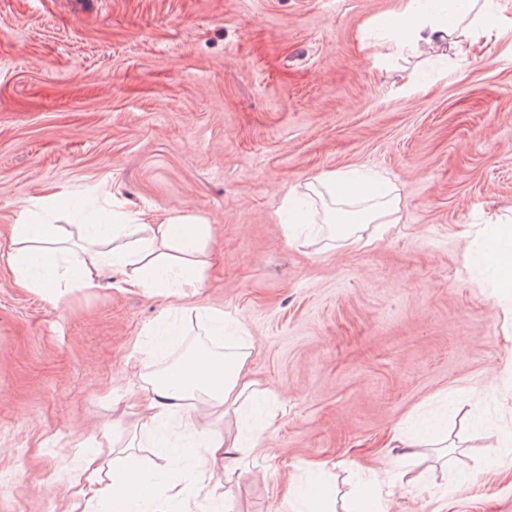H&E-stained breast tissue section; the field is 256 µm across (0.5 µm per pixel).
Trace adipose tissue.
<instances>
[{
  "label": "adipose tissue",
  "instance_id": "ef3b65f1",
  "mask_svg": "<svg viewBox=\"0 0 512 512\" xmlns=\"http://www.w3.org/2000/svg\"><path fill=\"white\" fill-rule=\"evenodd\" d=\"M512 0H408L403 11L386 19L384 29L394 46L437 45L453 39L458 25L477 15L482 34H500ZM329 197L350 205L347 219L324 217L344 244H360L361 225L384 232L400 211L397 187L378 174L357 177L346 172L322 173L289 189L279 207L289 242L320 235L310 197ZM208 224L194 216L147 223L143 212L113 211L111 218L68 230L33 219L22 211L7 254L18 287L59 302L72 289L94 290L120 272L122 289L178 297L198 292L204 284ZM491 270L503 295L512 294V224L494 222L486 248L478 255ZM206 335L223 339L224 348L198 349L186 361L142 374L148 394V416L141 426L157 458L155 467L134 461L132 453L112 458V474L104 476L100 456L111 447L102 433L86 453L72 484L77 512L98 506L99 512H226V501L214 500V475H232L239 454L256 448L279 417L278 396L259 388L248 372L253 342L247 331L220 310L199 314Z\"/></svg>",
  "mask_w": 512,
  "mask_h": 512
}]
</instances>
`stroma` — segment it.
Masks as SVG:
<instances>
[{
    "mask_svg": "<svg viewBox=\"0 0 512 512\" xmlns=\"http://www.w3.org/2000/svg\"><path fill=\"white\" fill-rule=\"evenodd\" d=\"M408 0H0V253L39 198L113 203L150 223L211 226L202 291L171 301L114 288L60 305L0 262V512H69L83 454L132 412L140 373L191 351L195 311L250 332V372L283 412L217 494L275 512L284 484L325 463L339 493L406 457L420 489L388 512H512L485 467L512 459V322L471 263L512 217V30L468 56L397 52L375 29ZM389 177L401 219L366 248L289 243V188L329 171ZM177 303L186 335L151 354ZM446 444L388 447L421 413Z\"/></svg>",
    "mask_w": 512,
    "mask_h": 512,
    "instance_id": "1",
    "label": "stroma"
}]
</instances>
